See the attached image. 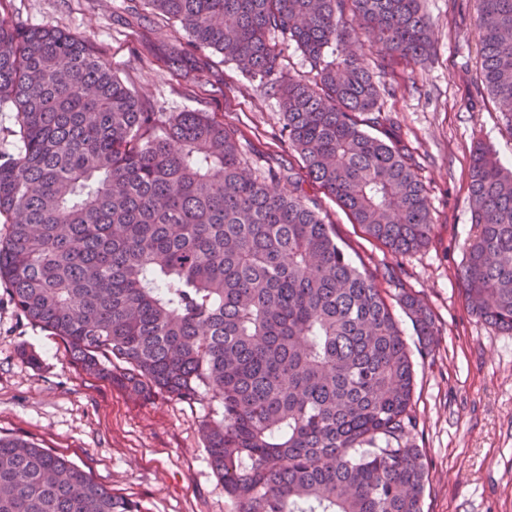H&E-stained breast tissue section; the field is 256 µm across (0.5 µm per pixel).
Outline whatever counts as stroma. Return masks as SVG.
Listing matches in <instances>:
<instances>
[{
    "mask_svg": "<svg viewBox=\"0 0 512 512\" xmlns=\"http://www.w3.org/2000/svg\"><path fill=\"white\" fill-rule=\"evenodd\" d=\"M434 54L425 63L391 58L380 103L412 153L434 216L428 245L401 255L370 238L317 183L281 135L277 98L221 54L211 83L169 71L171 24L134 21L125 0H12L22 25L52 26L90 40L149 105L213 113L234 131L249 167L275 171L279 189L315 199L353 262L369 269L407 340L414 364L407 432L429 466L423 512H512V334L467 307L461 274L475 234L468 194L471 148L493 146L512 168V127L481 77L477 0H423ZM428 308L436 336L423 346L398 304L401 291ZM28 348L37 364L22 358ZM215 402L157 393L147 399L87 375L58 337L27 320L0 282V435L62 455L140 512H234L207 462L200 423Z\"/></svg>",
    "mask_w": 512,
    "mask_h": 512,
    "instance_id": "stroma-1",
    "label": "stroma"
}]
</instances>
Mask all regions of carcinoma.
<instances>
[{"mask_svg":"<svg viewBox=\"0 0 512 512\" xmlns=\"http://www.w3.org/2000/svg\"><path fill=\"white\" fill-rule=\"evenodd\" d=\"M10 2L0 108L15 112L22 146L0 150V280L19 311L89 375L142 398L217 402L201 431L235 512H422L427 468L403 442L407 342L318 204L253 174L210 113L153 111L102 51L17 26ZM129 2L179 26L167 67L204 71L215 52L275 94L307 177L369 236L404 255L428 245L414 158L386 129L365 54L350 49L427 61L421 0ZM477 2L484 84L512 127V0ZM288 42L308 76L286 72ZM468 192L465 300L512 333V169L485 143ZM400 303L430 346L428 310L409 293ZM0 512L139 510L49 449L0 436Z\"/></svg>","mask_w":512,"mask_h":512,"instance_id":"cac0c4a2","label":"carcinoma"}]
</instances>
